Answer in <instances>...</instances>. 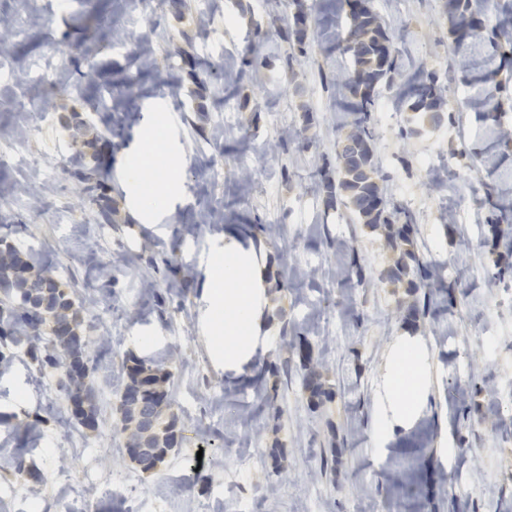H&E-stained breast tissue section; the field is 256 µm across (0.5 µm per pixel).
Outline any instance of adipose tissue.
Masks as SVG:
<instances>
[{
	"mask_svg": "<svg viewBox=\"0 0 512 512\" xmlns=\"http://www.w3.org/2000/svg\"><path fill=\"white\" fill-rule=\"evenodd\" d=\"M180 165V158L162 142L160 126L147 128L142 148L127 160L128 188L144 208H165L177 187ZM252 285V267L238 252L227 248L214 254L207 288L212 301L214 342L225 360L235 361L256 351ZM423 373L421 353L403 352L392 373L391 393L403 404H410L419 397Z\"/></svg>",
	"mask_w": 512,
	"mask_h": 512,
	"instance_id": "ef3b65f1",
	"label": "adipose tissue"
}]
</instances>
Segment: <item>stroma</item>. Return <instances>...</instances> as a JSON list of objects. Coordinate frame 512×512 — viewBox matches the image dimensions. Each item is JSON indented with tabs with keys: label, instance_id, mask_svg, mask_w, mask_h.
Returning <instances> with one entry per match:
<instances>
[{
	"label": "stroma",
	"instance_id": "1",
	"mask_svg": "<svg viewBox=\"0 0 512 512\" xmlns=\"http://www.w3.org/2000/svg\"><path fill=\"white\" fill-rule=\"evenodd\" d=\"M58 2L0 0L13 28L0 239L82 301L97 425L74 424L62 369L13 358L0 371V512H512V273L498 275L507 252L490 232L512 215V61L486 121V45L458 69L442 0H374L398 82L430 76L444 95L441 121L417 131L396 88L371 94L380 183L435 274L412 295L385 276L396 255L384 237L326 204L350 129L342 0ZM161 115L183 163L172 211L146 214L125 163ZM80 120L109 163L91 193L68 164ZM226 244L249 251L262 287L257 356L229 363L204 286ZM415 302L427 308L412 329ZM289 336L309 341L333 392L318 408ZM407 347L425 375L405 413L388 381ZM132 354L170 371L182 427L178 451L150 472L115 428ZM266 361L278 374L262 373ZM19 459L40 482L17 476Z\"/></svg>",
	"mask_w": 512,
	"mask_h": 512
}]
</instances>
